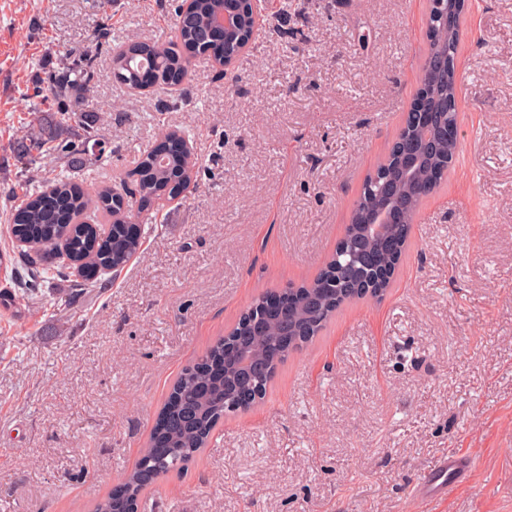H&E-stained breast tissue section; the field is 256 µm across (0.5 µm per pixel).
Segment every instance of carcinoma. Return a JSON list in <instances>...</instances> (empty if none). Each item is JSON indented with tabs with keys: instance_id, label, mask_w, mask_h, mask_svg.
Returning a JSON list of instances; mask_svg holds the SVG:
<instances>
[{
	"instance_id": "carcinoma-1",
	"label": "carcinoma",
	"mask_w": 512,
	"mask_h": 512,
	"mask_svg": "<svg viewBox=\"0 0 512 512\" xmlns=\"http://www.w3.org/2000/svg\"><path fill=\"white\" fill-rule=\"evenodd\" d=\"M439 0H429L426 46L418 89L386 158L364 180L353 204L344 238L335 253L308 283L261 294L240 315L225 336L218 337L192 364L182 369L160 409L145 448L134 467L119 482L122 497L107 494L93 512H114L139 504L145 490L171 472H182L206 447L217 427L230 415L246 412L266 395L288 356L320 335L342 307L356 300H381L391 287L411 240L416 214L424 198L448 175L459 141L448 139V125L458 122L459 75L455 56L460 40L462 12L445 23L438 16ZM224 12V0H194L189 11L176 9L174 37L164 42H131L112 48L110 76L127 86L143 82L163 89L186 77L196 57L224 55V39L216 37L214 18ZM98 78L96 59L79 53L46 74L43 100L69 101L82 106ZM91 125L81 140H57L52 126L21 137L22 156L53 157L65 164L51 171L38 188L25 178L8 197L25 200L10 209L9 232L28 244L27 263L40 277H67L85 268L92 283L97 270L121 271L142 251L143 236L130 227L133 209L122 207L112 185H84L69 174V166L90 157L106 158ZM419 159L420 189L399 178L409 154ZM196 163L182 154L158 157L151 150L135 161L127 174L139 200L153 208L165 198L188 189ZM389 182L394 197L389 231L381 242L361 241L346 253L345 241L358 237L368 213L383 203L379 188ZM111 225L104 232L98 217ZM64 247L69 262L52 257Z\"/></svg>"
}]
</instances>
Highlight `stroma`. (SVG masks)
<instances>
[{
    "instance_id": "35a3bbf8",
    "label": "stroma",
    "mask_w": 512,
    "mask_h": 512,
    "mask_svg": "<svg viewBox=\"0 0 512 512\" xmlns=\"http://www.w3.org/2000/svg\"><path fill=\"white\" fill-rule=\"evenodd\" d=\"M181 0H0V512H92L134 465L180 370L259 293L311 279L418 85L427 0H267L228 75L193 60L135 93L100 46L169 39ZM95 55L87 106L113 150L73 167L111 183L177 129L197 182L146 224L143 252L69 304L71 278L22 298L5 193L42 79ZM460 150L428 196L382 302L343 308L225 419L141 512H512V0H470L457 55ZM445 501L414 487L450 449Z\"/></svg>"
}]
</instances>
